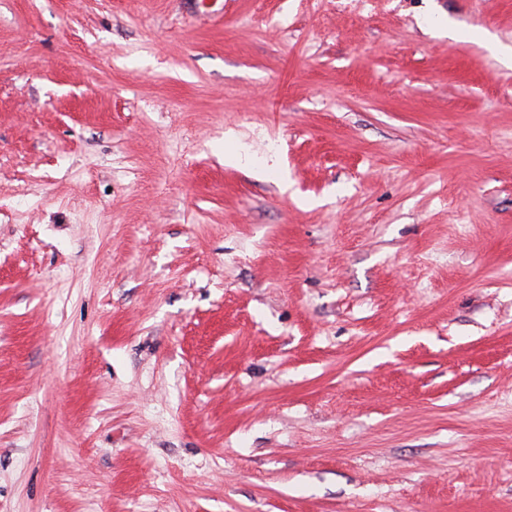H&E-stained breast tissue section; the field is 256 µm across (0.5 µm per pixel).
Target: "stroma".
Returning <instances> with one entry per match:
<instances>
[{"label":"stroma","mask_w":512,"mask_h":512,"mask_svg":"<svg viewBox=\"0 0 512 512\" xmlns=\"http://www.w3.org/2000/svg\"><path fill=\"white\" fill-rule=\"evenodd\" d=\"M223 2L0 0V512H512V0Z\"/></svg>","instance_id":"35a3bbf8"}]
</instances>
